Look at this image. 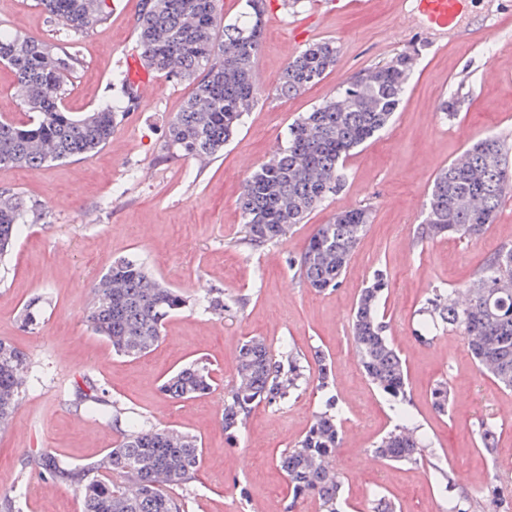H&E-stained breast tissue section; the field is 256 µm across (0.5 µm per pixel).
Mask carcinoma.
Instances as JSON below:
<instances>
[{
  "label": "carcinoma",
  "mask_w": 512,
  "mask_h": 512,
  "mask_svg": "<svg viewBox=\"0 0 512 512\" xmlns=\"http://www.w3.org/2000/svg\"><path fill=\"white\" fill-rule=\"evenodd\" d=\"M50 16L76 35L86 33L106 15V0H38ZM266 0H245L242 11L226 22L217 0H141L135 31L144 65L166 78L194 85L181 111L168 123L161 157L214 158L238 129L262 88L257 60L262 47ZM0 63L15 75L29 121L0 120V166L31 170L103 148L123 114L138 106L126 76L116 84L121 106L93 112L66 111L62 96L79 64L69 47L22 34H0ZM336 64L330 40L308 44L287 63L275 95L291 98L321 81ZM415 59L404 52L378 62L344 82L337 96L299 117L289 128L287 145L244 180L237 204L245 243L262 247L286 237L296 225L345 183V159L391 121L407 92ZM464 100L463 86L440 104L448 116ZM512 194L509 146L498 136L478 139L435 176L424 218L413 232L418 243L445 235L476 238L495 223L502 201ZM44 204L0 189V257L18 238L28 215H40ZM371 223L368 206L336 213L316 225L297 261L298 276L317 292L339 285L351 256ZM512 247L486 257L475 277L459 291L435 289L420 309L424 324L462 335L478 370L506 391H512ZM385 274L378 270L361 290L351 316L355 354L368 381L390 397L397 423L374 445L385 462H428L408 410V370L380 315ZM86 318L114 352L127 357L148 353L161 339L165 321L186 308L188 296L155 277L136 258L123 257L93 283ZM317 387L334 386L325 354H315ZM26 355L0 339V428L8 424L22 392ZM307 383L294 349L275 357L264 340L251 338L239 346L235 383L224 397V432L233 435L253 408L278 405ZM212 377L204 366L191 365L162 385L173 400L210 392ZM433 406L448 411V383L430 391ZM341 409L334 397L315 414L304 436L279 459L293 495L311 496L319 512H341L342 480L334 466L340 445ZM475 434L482 449L494 455L497 427L481 420ZM202 450L192 436L136 423L99 462L73 467L45 452L35 464L51 481L75 487L83 512H185V503L171 489L193 478ZM448 512H512L507 498L492 486L485 499L456 493L453 472L443 471Z\"/></svg>",
  "instance_id": "carcinoma-1"
}]
</instances>
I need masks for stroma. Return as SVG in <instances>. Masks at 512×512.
<instances>
[{
	"instance_id": "obj_1",
	"label": "stroma",
	"mask_w": 512,
	"mask_h": 512,
	"mask_svg": "<svg viewBox=\"0 0 512 512\" xmlns=\"http://www.w3.org/2000/svg\"><path fill=\"white\" fill-rule=\"evenodd\" d=\"M107 4L106 19L74 38L80 63L62 99L68 111L115 105V76L138 50L139 0ZM412 9L413 0H363L348 12L334 11L330 0H268L258 58L263 92L223 155L207 165L160 160L167 124L192 92L189 83L160 77L152 102L125 113L102 150L37 171L0 166V188L46 206L45 217L24 225L13 251L0 259V339L28 357L15 413L0 430V492H8L12 512H83L72 487L58 483L45 493L49 482L32 459L49 452L77 464L100 460L134 422L197 437L202 461L182 491L187 512H317L313 499L293 497L278 466L322 407L315 382L284 404L254 408L235 437L224 432L237 347L253 336L272 353L289 346L309 360L320 350L331 364L342 409L336 467L344 512H370L377 489L396 512H446L441 467L452 468L457 490L477 498L494 482L512 490V419L500 413L512 406V392L478 372L457 333L437 332L427 344L416 335L432 289L463 287L486 255L512 246V195L479 238L413 241L441 168L479 138L512 143V0H467L462 37L425 28L412 20ZM490 24L493 36L474 40ZM0 29L69 38L37 0H0ZM326 39L336 45L335 67L300 95L276 96L289 58ZM402 52L417 58L407 93L391 124L346 160L343 188L282 240L258 249L241 244L237 197L246 176L285 146L294 120L335 95L346 78ZM489 68L495 77L487 82ZM461 81L469 95L455 116H445L439 105ZM366 205L371 224L340 284L320 293L308 288L294 262L315 225ZM128 256L190 299L138 358L115 355L85 320L92 281ZM378 269L387 277L381 312L408 367L410 413L429 458L424 466L386 463L372 451L392 428L393 414L360 370L349 319ZM216 293L231 308L222 318L208 309ZM37 295L44 301L40 323L28 331L19 315ZM196 360L210 368L212 391L181 401L166 397L165 376ZM441 380L451 393L444 415L430 397ZM89 383L107 400L108 418L81 402L78 390ZM483 418L499 426L493 456L481 453L472 432Z\"/></svg>"
}]
</instances>
